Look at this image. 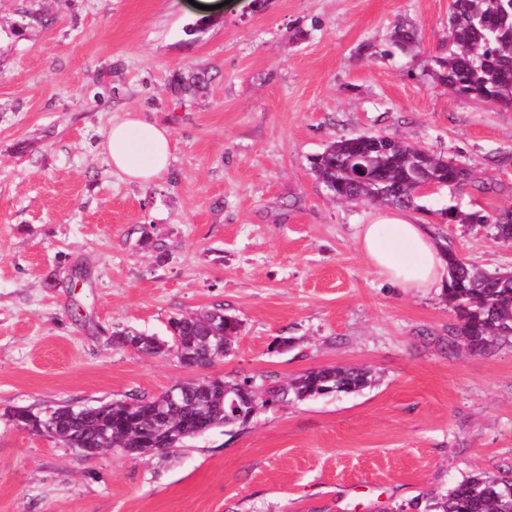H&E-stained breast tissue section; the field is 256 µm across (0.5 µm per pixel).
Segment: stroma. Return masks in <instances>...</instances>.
Wrapping results in <instances>:
<instances>
[{
	"label": "stroma",
	"mask_w": 512,
	"mask_h": 512,
	"mask_svg": "<svg viewBox=\"0 0 512 512\" xmlns=\"http://www.w3.org/2000/svg\"><path fill=\"white\" fill-rule=\"evenodd\" d=\"M451 0H0V512H433L465 477H512V339L456 336L442 293L387 282L358 246L374 207L311 161L385 132L468 167L424 195L439 247L512 271V243L445 224L512 212V108L435 85ZM49 14L26 26L25 13ZM415 26L421 57L390 34ZM200 75L194 90L185 85ZM168 126L169 167L123 180L100 143L127 113ZM223 309L230 355L202 368L118 346ZM354 366L355 393L293 399L168 457H87L12 421L171 385Z\"/></svg>",
	"instance_id": "1"
}]
</instances>
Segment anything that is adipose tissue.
Instances as JSON below:
<instances>
[{
  "instance_id": "obj_1",
  "label": "adipose tissue",
  "mask_w": 512,
  "mask_h": 512,
  "mask_svg": "<svg viewBox=\"0 0 512 512\" xmlns=\"http://www.w3.org/2000/svg\"><path fill=\"white\" fill-rule=\"evenodd\" d=\"M112 168L127 181L141 185L159 178L171 154L168 127L137 114L112 124L102 142ZM359 248L384 278L409 292L443 289L448 264L427 225L405 210H386L361 225Z\"/></svg>"
}]
</instances>
